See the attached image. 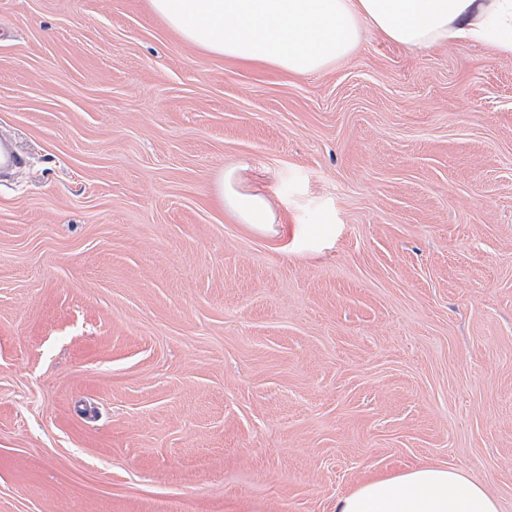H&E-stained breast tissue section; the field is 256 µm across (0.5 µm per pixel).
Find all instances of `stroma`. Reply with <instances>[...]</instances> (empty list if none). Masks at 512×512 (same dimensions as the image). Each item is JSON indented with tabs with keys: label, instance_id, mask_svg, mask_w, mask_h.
I'll list each match as a JSON object with an SVG mask.
<instances>
[{
	"label": "stroma",
	"instance_id": "35a3bbf8",
	"mask_svg": "<svg viewBox=\"0 0 512 512\" xmlns=\"http://www.w3.org/2000/svg\"><path fill=\"white\" fill-rule=\"evenodd\" d=\"M0 135V512H334L422 464L512 512L511 53L367 27L297 76L0 0ZM218 197L224 209L242 224L264 229V224L275 223V214L268 198L260 192L244 191L240 188L237 167L222 173Z\"/></svg>",
	"mask_w": 512,
	"mask_h": 512
}]
</instances>
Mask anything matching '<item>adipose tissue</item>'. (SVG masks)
<instances>
[{
  "instance_id": "ef3b65f1",
  "label": "adipose tissue",
  "mask_w": 512,
  "mask_h": 512,
  "mask_svg": "<svg viewBox=\"0 0 512 512\" xmlns=\"http://www.w3.org/2000/svg\"><path fill=\"white\" fill-rule=\"evenodd\" d=\"M152 12L186 42L244 63L298 76L348 56L370 25L392 42L426 50L449 40L512 53V0H150ZM218 197L240 223H274L268 198L222 173ZM336 512H498L476 480L446 466L370 476L336 502Z\"/></svg>"
}]
</instances>
